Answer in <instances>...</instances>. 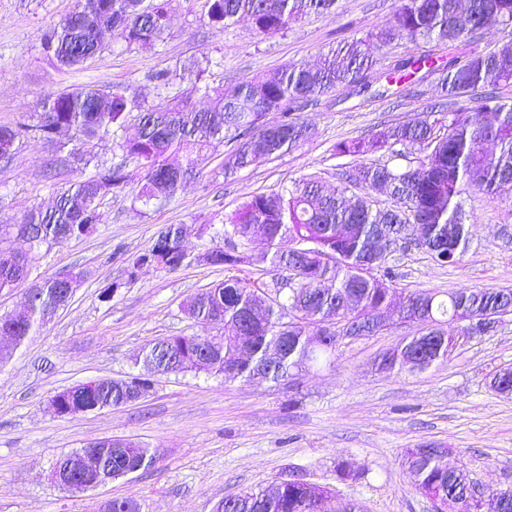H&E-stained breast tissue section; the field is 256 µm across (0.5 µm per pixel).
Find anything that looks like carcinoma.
<instances>
[{"label": "carcinoma", "mask_w": 512, "mask_h": 512, "mask_svg": "<svg viewBox=\"0 0 512 512\" xmlns=\"http://www.w3.org/2000/svg\"><path fill=\"white\" fill-rule=\"evenodd\" d=\"M172 0H81L80 16L67 17L46 32L43 51L65 68H77L105 49L101 39L108 31L128 46L151 48L165 39ZM207 24L224 30L240 15L250 18L263 36L287 31L311 14L328 15L337 0H206ZM512 25V0H402L401 6L367 36L345 41L330 50L316 67L286 66L276 72L244 80L231 94L214 91L212 105L197 111L171 93L180 76L170 69L150 76L165 95L156 104L142 106L129 87L95 85L47 96L37 106L32 122L16 127L0 126V148L15 157L20 142L42 139L52 142L62 128L69 132L68 161L77 166L79 178L59 194L52 207L33 208L21 223L0 226V292L12 290L29 278L33 262L43 252L72 239L87 237L104 223V198L123 188L122 165H112L91 154L86 146L94 139L116 138L129 117L138 112L139 133L119 141L120 150L137 158L143 184L134 201L147 208L171 199L197 174L201 153L228 139L236 143L224 160V171L243 169L280 156L299 146L307 127L295 113L315 103L339 85L367 92V73L373 66L370 45L385 47L398 41L434 44L448 50L439 63L434 55L409 56L392 61L388 73L406 80L423 69L439 74L443 99L449 105L477 97L487 112L479 115L464 108L448 112L447 133L436 129L431 114L417 123L385 126L368 139L344 140L333 152L338 158L355 159L396 146L417 149L424 158L416 168L400 170L387 164H348L340 173L336 191H325L316 176L302 179L288 190L260 194L247 200L223 225L227 246L212 249V264L227 270L245 267L294 272L296 287L281 292L262 317L245 325L247 312L256 302L258 288L249 278L230 276L191 295L186 314L202 327L222 326L221 334L169 336L143 351L144 363L155 371H185L221 375L224 380H251L257 369L267 368L266 380L280 382L304 367L309 359L324 360L340 347L334 340L336 323L349 317L366 325L381 326L393 304L394 270L386 256L374 251L377 233L384 226L412 222L425 236L424 249L440 264L456 263L465 251L469 230L460 218V198L469 191L494 192L512 182V99L497 90L512 87V40L497 49L478 52L473 39L493 27ZM280 119L271 128L267 113ZM494 141L499 153L490 154L485 144ZM177 156L180 161L170 162ZM385 187L394 200L391 207L376 208L367 196L348 193L359 188ZM258 238L265 249L258 253L236 248ZM185 260L183 238L169 225L144 253L125 258L134 275L145 266L171 271ZM383 267L375 276L371 270ZM37 293L27 298V315L15 323L17 340L0 347V367L30 336L67 304L65 289L56 277L37 280ZM399 313L422 326L405 337L400 347L380 355L378 370L408 371L405 357L418 359L422 371L444 362L473 336L493 327L496 320L512 316V290L465 289L441 297L431 292H411L400 300ZM460 324L455 336L444 332L445 319ZM279 350L274 365L268 352ZM234 360L232 374L225 364ZM496 391L512 395V370L500 369L490 380ZM147 378L106 381L68 397L55 395L49 409L63 416L69 409L96 411L135 400L147 391ZM97 449L99 466L94 474L83 471L77 452L55 464L61 486L85 491L100 480L123 477L129 469L149 470L157 460L156 449L130 438L105 437L86 444ZM448 448L419 444L402 454L417 489L433 501L453 496L463 501L466 512H478L473 481L448 466ZM329 490L309 482L277 483L266 488L236 492L214 505L216 512H320ZM100 512H140L130 498L104 502Z\"/></svg>", "instance_id": "cac0c4a2"}]
</instances>
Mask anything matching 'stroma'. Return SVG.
Here are the masks:
<instances>
[{
  "label": "stroma",
  "mask_w": 512,
  "mask_h": 512,
  "mask_svg": "<svg viewBox=\"0 0 512 512\" xmlns=\"http://www.w3.org/2000/svg\"><path fill=\"white\" fill-rule=\"evenodd\" d=\"M204 3L173 0L166 38L153 48L110 42L66 70L41 44L78 0H0V125L27 121L46 96L87 85L132 86L155 104L159 92L147 77L166 68L183 75L188 105L203 110L209 100L199 87L229 92L291 63L317 64L340 41L366 36L401 0H338L335 16L313 14L273 36L258 35L245 17L214 31L203 20ZM439 95L436 75L425 71L399 84L379 81L371 93L336 88L300 111L308 136L297 149L228 175V148L218 146L204 152L199 174L173 198L140 211L132 203L141 186L139 161L112 139L92 141L91 153L123 165L128 182L105 198V222L93 235L55 246L33 270L42 278L80 270L84 280L0 367V512H97L113 498L137 500L141 512H211L225 494L293 476L331 488L322 512H338L348 501L361 512H432L400 460L404 449L423 442L452 448L451 463L466 466L486 488H512V395L489 386L491 373L512 367V320L415 373L375 367L379 354L412 333L401 322L341 345L333 364L281 383L158 374L140 359L160 338L200 332L183 310L186 298L229 275L201 259L220 243L213 226L228 223L251 196L293 188L308 176L335 189L337 142L428 112L443 118ZM60 157L56 145L29 141L0 166V225L49 206L73 180ZM461 203L470 237L460 260L442 266L419 249L391 253L397 296L512 289V183L492 195L464 194ZM170 224L187 227L184 263L167 272L147 267L129 278L122 254L149 249ZM131 376L152 382L136 402L63 417L48 408L52 396L79 383ZM111 436L156 448L155 467L86 492L49 482L60 457ZM344 465L363 470L364 479L340 480Z\"/></svg>",
  "instance_id": "stroma-1"
}]
</instances>
